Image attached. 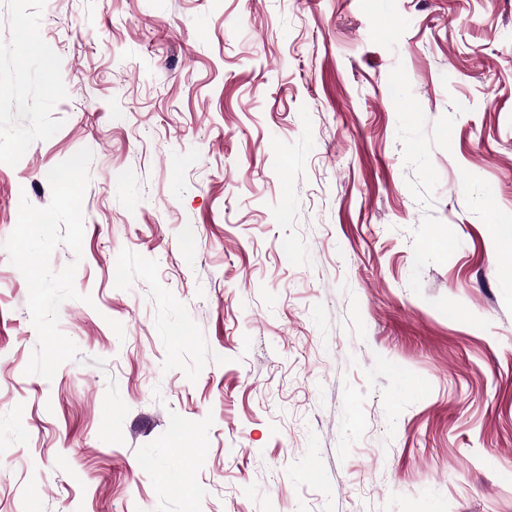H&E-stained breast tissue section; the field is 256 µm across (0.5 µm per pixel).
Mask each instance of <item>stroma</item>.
I'll return each mask as SVG.
<instances>
[{
    "label": "stroma",
    "mask_w": 512,
    "mask_h": 512,
    "mask_svg": "<svg viewBox=\"0 0 512 512\" xmlns=\"http://www.w3.org/2000/svg\"><path fill=\"white\" fill-rule=\"evenodd\" d=\"M84 148L0 512H512V0H0V244Z\"/></svg>",
    "instance_id": "35a3bbf8"
}]
</instances>
